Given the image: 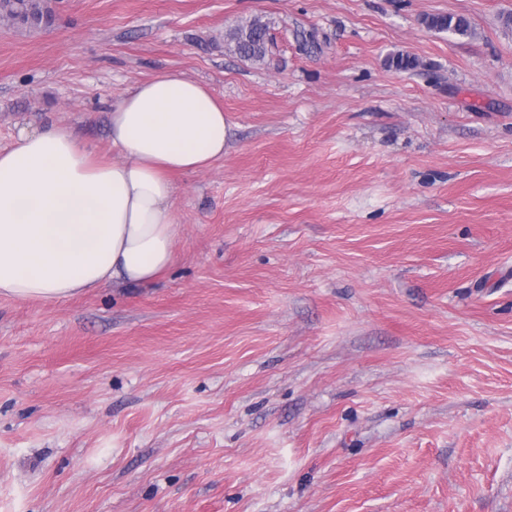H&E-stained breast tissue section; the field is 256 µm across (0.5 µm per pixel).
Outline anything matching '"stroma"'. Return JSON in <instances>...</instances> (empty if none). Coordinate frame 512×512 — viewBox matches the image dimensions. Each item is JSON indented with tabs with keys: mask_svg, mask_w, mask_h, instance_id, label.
Returning <instances> with one entry per match:
<instances>
[{
	"mask_svg": "<svg viewBox=\"0 0 512 512\" xmlns=\"http://www.w3.org/2000/svg\"><path fill=\"white\" fill-rule=\"evenodd\" d=\"M47 6L0 23V149L119 159L162 71L234 127L153 283L0 297V512H512V0ZM256 16L260 63L226 40ZM427 28L439 32H448L456 36H468L471 33L469 21L461 16L434 15L425 20Z\"/></svg>",
	"mask_w": 512,
	"mask_h": 512,
	"instance_id": "35a3bbf8",
	"label": "stroma"
}]
</instances>
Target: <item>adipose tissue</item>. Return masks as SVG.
Listing matches in <instances>:
<instances>
[{
  "mask_svg": "<svg viewBox=\"0 0 512 512\" xmlns=\"http://www.w3.org/2000/svg\"><path fill=\"white\" fill-rule=\"evenodd\" d=\"M232 129L207 85L165 72L113 104L121 160H99L67 127L20 132L0 150V296L62 301L154 281L181 232L172 174L223 159Z\"/></svg>",
  "mask_w": 512,
  "mask_h": 512,
  "instance_id": "1",
  "label": "adipose tissue"
}]
</instances>
